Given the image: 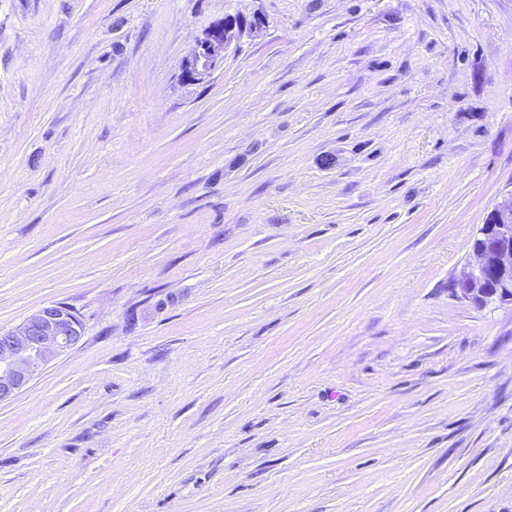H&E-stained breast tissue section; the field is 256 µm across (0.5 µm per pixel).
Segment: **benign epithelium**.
I'll list each match as a JSON object with an SVG mask.
<instances>
[{
  "mask_svg": "<svg viewBox=\"0 0 512 512\" xmlns=\"http://www.w3.org/2000/svg\"><path fill=\"white\" fill-rule=\"evenodd\" d=\"M261 26L240 13L226 15L203 30L188 62L189 76L198 82L224 66V58L246 35ZM479 226L471 245L473 260L451 282L453 294L482 308L492 302H512V191L504 195ZM83 325L64 304L44 306L17 328L0 331V403L14 398L33 380L40 367L79 342Z\"/></svg>",
  "mask_w": 512,
  "mask_h": 512,
  "instance_id": "obj_1",
  "label": "benign epithelium"
}]
</instances>
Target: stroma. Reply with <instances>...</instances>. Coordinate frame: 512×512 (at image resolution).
Listing matches in <instances>:
<instances>
[{
	"label": "stroma",
	"mask_w": 512,
	"mask_h": 512,
	"mask_svg": "<svg viewBox=\"0 0 512 512\" xmlns=\"http://www.w3.org/2000/svg\"><path fill=\"white\" fill-rule=\"evenodd\" d=\"M511 191L512 0H0V512H512ZM262 29L255 22L247 21L239 12L225 15L212 23L196 39L195 48L188 62L189 76L198 82L209 78L224 66V58L245 36ZM480 224L471 245L473 260L451 282V291L475 307L512 302V191L504 195ZM83 325L64 304L44 306L17 328L0 331V403L11 400L33 380L40 367L79 342Z\"/></svg>",
	"instance_id": "obj_1"
}]
</instances>
